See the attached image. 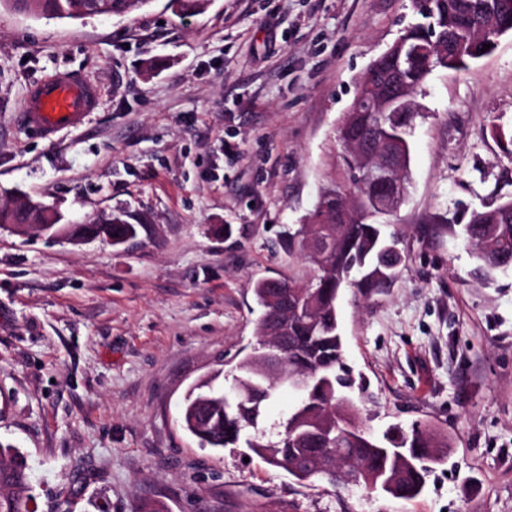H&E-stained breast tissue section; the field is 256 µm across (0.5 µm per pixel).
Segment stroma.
Here are the masks:
<instances>
[{"label":"stroma","instance_id":"stroma-1","mask_svg":"<svg viewBox=\"0 0 512 512\" xmlns=\"http://www.w3.org/2000/svg\"><path fill=\"white\" fill-rule=\"evenodd\" d=\"M418 20L412 0H211L191 17L151 0L77 21L0 5V192L138 227L118 248L0 227V445L26 460L28 512H512V268L481 269L463 237L512 200V32L428 76L387 226L400 274L338 303L362 419L449 446L424 492L299 481L179 424L189 388L230 385L255 346L254 281L312 275L279 241L327 182L359 76ZM59 71L100 100L51 142L17 115Z\"/></svg>","mask_w":512,"mask_h":512}]
</instances>
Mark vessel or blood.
<instances>
[{
  "label": "vessel or blood",
  "mask_w": 512,
  "mask_h": 512,
  "mask_svg": "<svg viewBox=\"0 0 512 512\" xmlns=\"http://www.w3.org/2000/svg\"><path fill=\"white\" fill-rule=\"evenodd\" d=\"M98 97L97 86L82 74L58 72L28 87L18 118L23 126L36 128L51 140L81 126Z\"/></svg>",
  "instance_id": "obj_1"
}]
</instances>
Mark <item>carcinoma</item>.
I'll return each instance as SVG.
<instances>
[{
  "instance_id": "carcinoma-1",
  "label": "carcinoma",
  "mask_w": 512,
  "mask_h": 512,
  "mask_svg": "<svg viewBox=\"0 0 512 512\" xmlns=\"http://www.w3.org/2000/svg\"><path fill=\"white\" fill-rule=\"evenodd\" d=\"M35 17L82 20L94 16H126L150 0H0ZM210 0H170L179 15L205 11ZM423 21L404 33L413 40L430 39L438 50L431 59L404 64V97L390 112H371L351 103L337 130L345 146L351 141L371 143L377 157L395 153L403 158L401 180L408 183L409 138L419 112L414 101L431 70L442 67L440 55L461 56L460 67L478 59L482 39L492 38L500 24L512 20V0H430ZM356 159L342 156L341 167L331 172L303 224L288 232V255L299 254L314 267L313 276L300 283L293 277L255 282L253 293L262 309L255 323L257 347L235 365L231 390L217 389L213 379L196 384L186 395L181 413L185 430L216 449L246 447L268 464L305 481L318 476L329 484L344 476L326 471L336 453L364 468L358 485L371 493L414 499L426 478L443 464L445 452L424 431L398 426L374 435L360 417L356 399L367 391L344 361V340L339 327L338 299L342 289L360 292L383 288L399 273L403 257L398 240L385 239L384 222L372 205L373 190L357 179ZM85 227L97 236L112 238V245L134 238L137 227L121 216H97ZM323 231L327 251L310 254L309 238ZM466 241L485 268L495 258L512 267V211L499 204L473 213L464 228ZM304 380L301 401L267 434L264 422L269 401L288 375ZM31 484L24 457L13 448H0V512H27Z\"/></svg>"
}]
</instances>
